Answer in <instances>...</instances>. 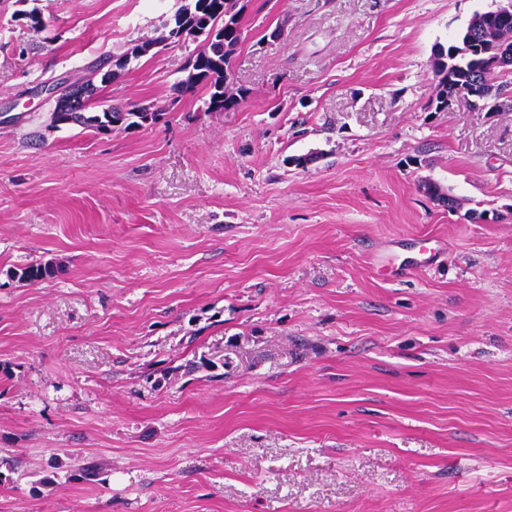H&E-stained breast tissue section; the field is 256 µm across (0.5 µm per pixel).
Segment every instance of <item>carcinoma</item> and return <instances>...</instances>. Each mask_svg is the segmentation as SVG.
I'll return each instance as SVG.
<instances>
[{
  "instance_id": "cac0c4a2",
  "label": "carcinoma",
  "mask_w": 512,
  "mask_h": 512,
  "mask_svg": "<svg viewBox=\"0 0 512 512\" xmlns=\"http://www.w3.org/2000/svg\"><path fill=\"white\" fill-rule=\"evenodd\" d=\"M240 14L238 0H188L175 15L177 27H183L190 33L197 29L198 36L203 38L202 48L189 62L191 71L186 86L192 88L197 84H205L209 94L206 102L208 112H229L246 98L244 90L235 91L230 88L231 52L241 40ZM473 29L474 22L471 21L458 33L448 50L438 54L436 67L439 81L435 101L439 112L448 108V97L457 86L475 85L480 90L487 84L494 89V95L499 97L506 94L512 85L497 82L503 72L497 67H490V60L499 55L512 61V30L490 33L471 44V51L467 54H458L465 41L471 38ZM97 91L96 87L88 90L84 101L68 112L62 111V105H56L53 122L109 131L116 126L137 128L158 119L156 112H114L110 107L91 112L89 108ZM55 273L52 265L38 263L15 271L13 276L22 282L34 283Z\"/></svg>"
}]
</instances>
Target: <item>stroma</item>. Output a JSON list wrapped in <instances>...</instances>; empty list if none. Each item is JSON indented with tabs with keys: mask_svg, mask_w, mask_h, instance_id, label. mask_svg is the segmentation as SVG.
<instances>
[{
	"mask_svg": "<svg viewBox=\"0 0 512 512\" xmlns=\"http://www.w3.org/2000/svg\"><path fill=\"white\" fill-rule=\"evenodd\" d=\"M183 3L0 0V512H512V100L433 66L501 0H241L237 109L186 38L99 93L155 123L54 125Z\"/></svg>",
	"mask_w": 512,
	"mask_h": 512,
	"instance_id": "1",
	"label": "stroma"
}]
</instances>
